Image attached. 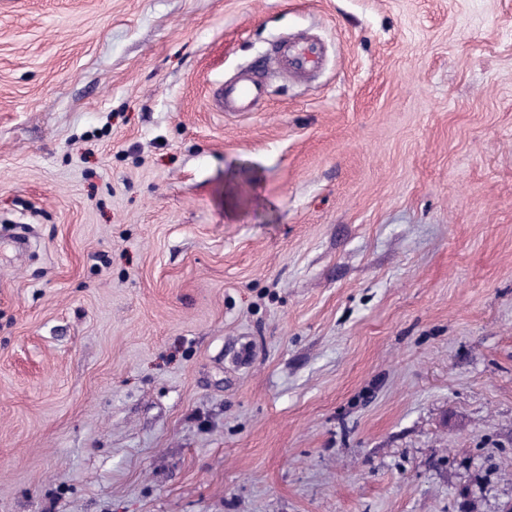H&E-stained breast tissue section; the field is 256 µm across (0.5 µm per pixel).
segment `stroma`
<instances>
[{"label": "stroma", "instance_id": "obj_1", "mask_svg": "<svg viewBox=\"0 0 512 512\" xmlns=\"http://www.w3.org/2000/svg\"><path fill=\"white\" fill-rule=\"evenodd\" d=\"M511 505L512 0H0V512ZM276 61L286 72L289 68L295 77L305 79L321 64L322 55L317 45L307 38H300L297 39L296 53L290 54L287 50L278 55ZM265 84L255 75H248L240 82L221 88L223 112H251L255 102L262 97Z\"/></svg>", "mask_w": 512, "mask_h": 512}]
</instances>
